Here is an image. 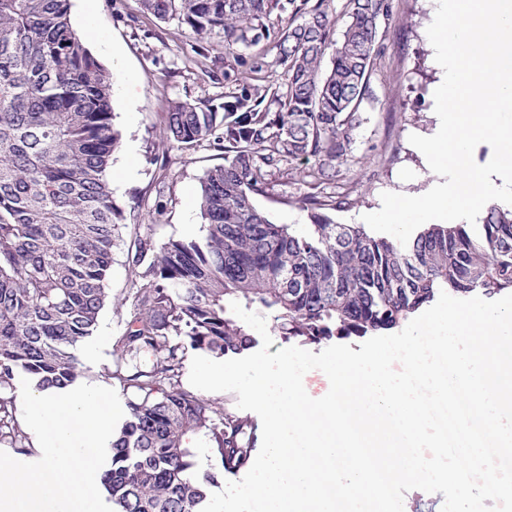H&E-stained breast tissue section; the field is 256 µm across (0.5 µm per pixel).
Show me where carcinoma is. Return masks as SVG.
Here are the masks:
<instances>
[{"instance_id":"obj_1","label":"carcinoma","mask_w":512,"mask_h":512,"mask_svg":"<svg viewBox=\"0 0 512 512\" xmlns=\"http://www.w3.org/2000/svg\"><path fill=\"white\" fill-rule=\"evenodd\" d=\"M204 39L219 36L240 68L224 102L177 101L164 138L192 150L213 137L224 164L201 182L202 242L156 246L135 236L128 253L130 317L110 378L133 398L107 450L101 483L113 512H202L224 472L247 470L256 419L217 408L181 378L188 348L216 358L257 345L233 301L269 319L283 341L322 345L402 327L442 291L492 298L512 291V206L488 202L482 223L428 224L403 246L325 213L345 200H301L309 230L273 223L254 204L272 171L300 161L314 185L356 163L381 23L392 0H139ZM273 43L282 72L262 53ZM332 50L330 65L324 60ZM112 81L73 28L69 0H0V444L29 453L13 381L44 392L75 384V350L111 301L109 276L122 212L108 171L120 133ZM216 471L196 467L195 440Z\"/></svg>"}]
</instances>
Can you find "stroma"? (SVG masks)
<instances>
[{"label":"stroma","mask_w":512,"mask_h":512,"mask_svg":"<svg viewBox=\"0 0 512 512\" xmlns=\"http://www.w3.org/2000/svg\"><path fill=\"white\" fill-rule=\"evenodd\" d=\"M70 18L112 78L114 125L121 139L109 180L124 221L113 253L112 300L100 315L89 347L78 348L77 358L88 382L118 390L125 401L128 393L107 372L129 317L124 298L134 227L150 226L158 245L172 239L203 240L201 180L207 170L224 162V147L214 139L188 152L172 148L163 137V117L176 101L223 102L235 89L225 77L234 61L221 39L197 40L180 20L158 21L138 0H70ZM433 19L434 0H394L363 104L355 146L359 162L345 179L350 204L333 212L337 222L361 223L364 214L380 209L382 193L417 196L429 185L423 155L409 137L431 135L437 123L433 91L440 71L427 37ZM334 192V187L318 189L301 177L275 172L254 202L274 223L302 232L309 219L299 207L300 199L312 194L323 199Z\"/></svg>","instance_id":"obj_1"}]
</instances>
